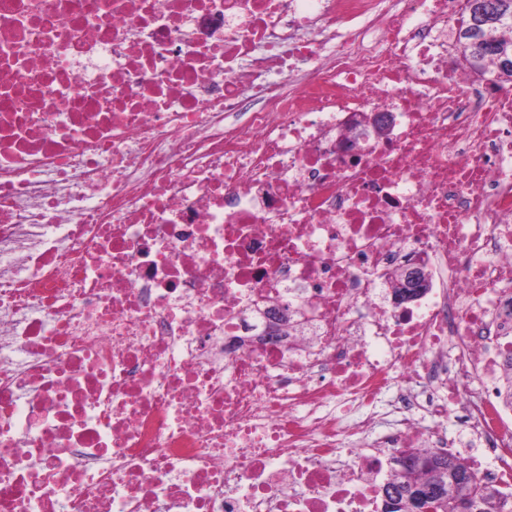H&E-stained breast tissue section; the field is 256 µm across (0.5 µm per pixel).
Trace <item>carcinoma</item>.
Returning <instances> with one entry per match:
<instances>
[{"mask_svg":"<svg viewBox=\"0 0 512 512\" xmlns=\"http://www.w3.org/2000/svg\"><path fill=\"white\" fill-rule=\"evenodd\" d=\"M500 23L484 24V45L472 42L468 30L459 29L458 49L468 67L483 73L512 80V73L505 75L501 68L502 56L512 58V38L506 30L512 29V0H498ZM393 492L386 495L395 508L381 512H413V496L421 494L432 507V512H448V501L461 502L466 512H500L498 493L475 471L447 454H420L410 457L406 471L398 469L392 475Z\"/></svg>","mask_w":512,"mask_h":512,"instance_id":"obj_1","label":"carcinoma"}]
</instances>
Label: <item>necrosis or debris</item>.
<instances>
[{
	"mask_svg": "<svg viewBox=\"0 0 512 512\" xmlns=\"http://www.w3.org/2000/svg\"><path fill=\"white\" fill-rule=\"evenodd\" d=\"M464 4L0 0V512H373L410 449L512 512Z\"/></svg>",
	"mask_w": 512,
	"mask_h": 512,
	"instance_id": "1",
	"label": "necrosis or debris"
}]
</instances>
